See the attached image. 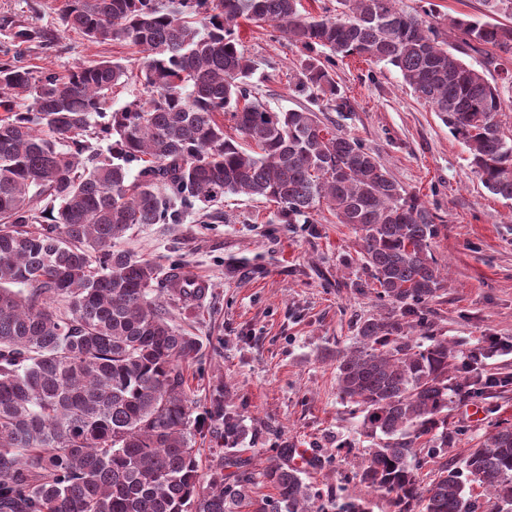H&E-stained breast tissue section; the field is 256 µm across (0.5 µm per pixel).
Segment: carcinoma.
Wrapping results in <instances>:
<instances>
[{
	"instance_id": "cac0c4a2",
	"label": "carcinoma",
	"mask_w": 512,
	"mask_h": 512,
	"mask_svg": "<svg viewBox=\"0 0 512 512\" xmlns=\"http://www.w3.org/2000/svg\"><path fill=\"white\" fill-rule=\"evenodd\" d=\"M60 26L92 44L142 53L131 99L125 64L66 75L26 62L55 28L0 18V512H370L364 497L316 490L282 448L254 479L224 473L246 435L224 390L195 413L184 374L202 349L161 297L198 307L203 288L119 246L139 224L224 221L227 194L274 202L293 224L326 206L349 225L378 294L413 311L444 287L432 253L441 216L405 192L362 144L309 108L274 111L256 97L240 21L271 23L303 59L298 92L352 109L336 58L397 68L469 150L485 188L512 199V139L501 86L448 51L436 26L398 0H336L333 16L301 0H61ZM484 19L448 16L469 49L512 54V0H483ZM327 51L325 60L314 56ZM458 350L418 339L397 315L357 326L336 355V385L368 442L355 478L390 512H512V424L498 423L448 468V404L465 386ZM220 445L207 476L195 434ZM434 464L423 483L419 470ZM481 488L474 497L473 486Z\"/></svg>"
}]
</instances>
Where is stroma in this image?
<instances>
[{
    "instance_id": "obj_1",
    "label": "stroma",
    "mask_w": 512,
    "mask_h": 512,
    "mask_svg": "<svg viewBox=\"0 0 512 512\" xmlns=\"http://www.w3.org/2000/svg\"><path fill=\"white\" fill-rule=\"evenodd\" d=\"M426 5L452 48L459 41L448 30V16L483 13L481 0H399L411 13ZM58 7V0H0V17L54 28ZM240 35L256 63L251 81L263 103L276 111H318L443 217L433 253L448 278L405 321L415 335L444 336L458 345L460 367L485 337L504 346L478 369L479 376L498 378L499 386L453 395L448 407V463L460 465L495 424L512 423V354L506 351L512 344V200L484 187L465 146L392 65L358 56L337 60L336 84L352 109L325 111L295 92L291 77L301 56L274 27L246 23ZM106 57L140 69L136 48L92 44L76 31L61 33L53 47L34 48L27 62L64 74ZM123 246L164 265L179 262L182 274L208 282L199 308L173 307L170 318L204 343L185 371L196 399L223 386L225 401L248 429L234 456L256 472L279 448H307L313 464L302 471L306 480L340 496L365 494L353 478L362 464L359 451H336L340 443L360 440V417L336 390V353L352 345L360 320L388 316L393 306L371 288L351 227L326 212L310 224H283L273 203L229 195L223 223L188 217L180 224H145Z\"/></svg>"
}]
</instances>
